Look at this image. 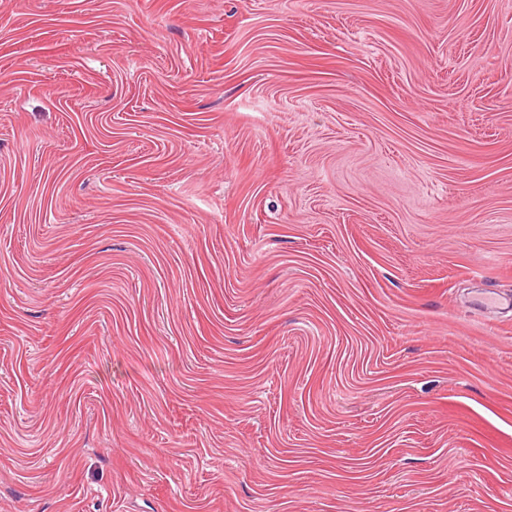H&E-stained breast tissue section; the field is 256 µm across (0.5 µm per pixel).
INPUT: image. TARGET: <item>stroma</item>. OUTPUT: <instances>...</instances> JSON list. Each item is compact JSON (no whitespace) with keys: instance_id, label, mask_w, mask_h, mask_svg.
<instances>
[{"instance_id":"obj_1","label":"stroma","mask_w":512,"mask_h":512,"mask_svg":"<svg viewBox=\"0 0 512 512\" xmlns=\"http://www.w3.org/2000/svg\"><path fill=\"white\" fill-rule=\"evenodd\" d=\"M512 0H0V512H512Z\"/></svg>"}]
</instances>
